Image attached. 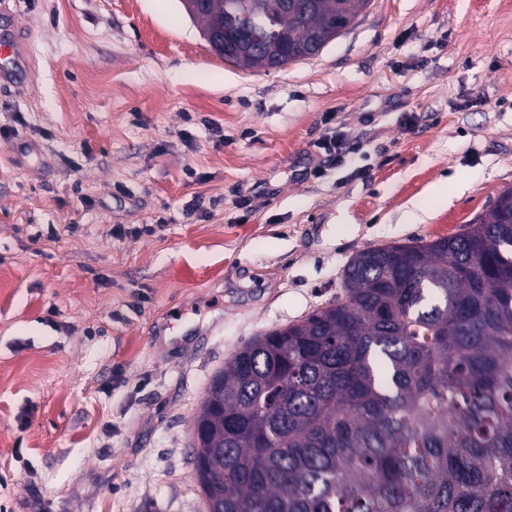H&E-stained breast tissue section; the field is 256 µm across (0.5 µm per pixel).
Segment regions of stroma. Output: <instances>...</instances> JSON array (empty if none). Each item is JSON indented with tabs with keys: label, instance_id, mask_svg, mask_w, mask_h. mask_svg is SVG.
Here are the masks:
<instances>
[{
	"label": "stroma",
	"instance_id": "obj_1",
	"mask_svg": "<svg viewBox=\"0 0 512 512\" xmlns=\"http://www.w3.org/2000/svg\"><path fill=\"white\" fill-rule=\"evenodd\" d=\"M0 6L29 63L0 90V125L25 119L0 138V503L203 512L213 373L341 297L357 251L462 232L512 189V0H371L269 72L178 0Z\"/></svg>",
	"mask_w": 512,
	"mask_h": 512
}]
</instances>
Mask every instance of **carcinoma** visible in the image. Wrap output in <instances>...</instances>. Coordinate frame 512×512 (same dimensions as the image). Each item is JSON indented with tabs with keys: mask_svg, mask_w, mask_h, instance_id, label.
Returning a JSON list of instances; mask_svg holds the SVG:
<instances>
[{
	"mask_svg": "<svg viewBox=\"0 0 512 512\" xmlns=\"http://www.w3.org/2000/svg\"><path fill=\"white\" fill-rule=\"evenodd\" d=\"M228 63L310 59L370 0H260ZM201 0L204 33L241 23ZM343 296L247 341L189 446L205 512H512V190L464 233L374 246Z\"/></svg>",
	"mask_w": 512,
	"mask_h": 512,
	"instance_id": "cac0c4a2",
	"label": "carcinoma"
}]
</instances>
